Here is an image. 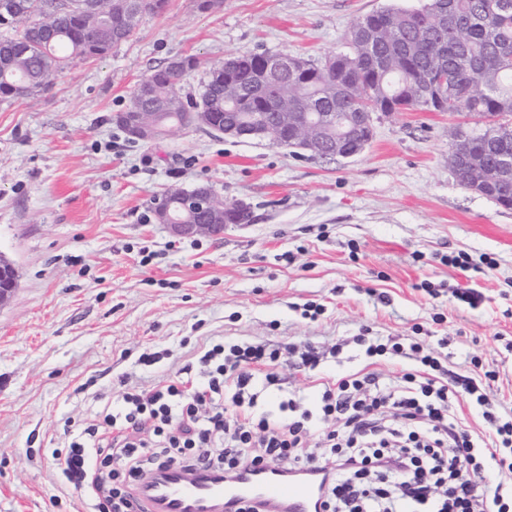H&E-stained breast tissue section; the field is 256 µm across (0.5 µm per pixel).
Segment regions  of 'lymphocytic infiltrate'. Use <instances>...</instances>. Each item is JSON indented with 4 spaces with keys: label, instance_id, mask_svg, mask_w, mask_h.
Listing matches in <instances>:
<instances>
[{
    "label": "lymphocytic infiltrate",
    "instance_id": "1",
    "mask_svg": "<svg viewBox=\"0 0 512 512\" xmlns=\"http://www.w3.org/2000/svg\"><path fill=\"white\" fill-rule=\"evenodd\" d=\"M353 342L366 357L411 365L395 383L376 372L353 373L324 379L315 397H277L272 368L281 358L314 371L326 352L204 345L196 366H184L166 384L120 391L105 416L110 434L84 428L60 462L62 473L74 489L90 490L91 512H134L135 489L152 473L199 465L227 476L266 465L288 473L322 468L329 474L323 512H512L511 483L482 498L454 476L487 461L512 466V410L491 407L480 372L450 370L413 339L363 333ZM459 392L481 407V430L451 411L448 399ZM228 403L238 408L235 417L225 416Z\"/></svg>",
    "mask_w": 512,
    "mask_h": 512
}]
</instances>
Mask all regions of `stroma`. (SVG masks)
Here are the masks:
<instances>
[{
	"label": "stroma",
	"instance_id": "obj_1",
	"mask_svg": "<svg viewBox=\"0 0 512 512\" xmlns=\"http://www.w3.org/2000/svg\"><path fill=\"white\" fill-rule=\"evenodd\" d=\"M427 2L223 0L201 12L169 0L108 55L0 102V254L17 271L0 303V512H74L52 457L69 442L64 421L95 419L117 376L137 390L166 381L210 336L337 345L338 375L366 367L351 341L363 331L444 338L451 366L478 359L488 398L512 407V210L448 168L465 115L377 114L369 147L348 159L197 127L133 143L113 121L170 59L199 58L183 79L196 98L206 65L249 50L318 59L358 16ZM199 184L250 203L251 224L169 235L155 199ZM461 251L465 272L444 262ZM148 348L169 356L139 365Z\"/></svg>",
	"mask_w": 512,
	"mask_h": 512
}]
</instances>
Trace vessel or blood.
Listing matches in <instances>:
<instances>
[{
  "instance_id": "b4317fda",
  "label": "vessel or blood",
  "mask_w": 512,
  "mask_h": 512,
  "mask_svg": "<svg viewBox=\"0 0 512 512\" xmlns=\"http://www.w3.org/2000/svg\"><path fill=\"white\" fill-rule=\"evenodd\" d=\"M326 481L318 468H247L230 478L210 469L170 468L150 476L136 496L142 512H240L247 505L263 512H321Z\"/></svg>"
}]
</instances>
